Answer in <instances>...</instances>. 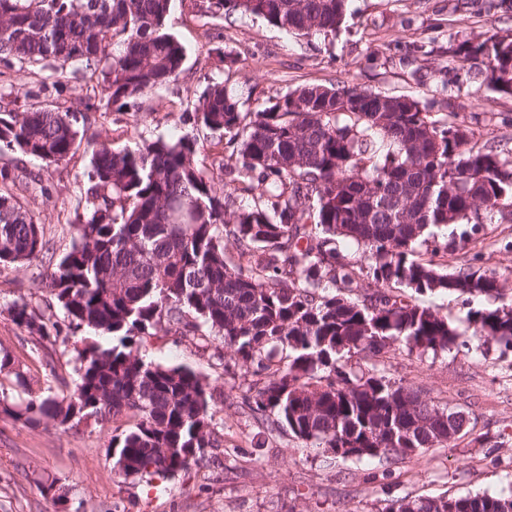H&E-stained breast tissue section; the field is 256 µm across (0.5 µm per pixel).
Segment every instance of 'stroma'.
Here are the masks:
<instances>
[{
  "instance_id": "stroma-1",
  "label": "stroma",
  "mask_w": 512,
  "mask_h": 512,
  "mask_svg": "<svg viewBox=\"0 0 512 512\" xmlns=\"http://www.w3.org/2000/svg\"><path fill=\"white\" fill-rule=\"evenodd\" d=\"M166 27L187 49L182 74L153 93L138 117L115 112L92 125L99 139L135 149L191 131L198 96L214 78L253 109L306 85H356L413 97L436 119L465 122L481 143L512 159V96L492 90L481 58L461 53L491 35H512V0H350L336 34L310 38L236 13L207 21L193 0H175ZM219 32L224 38L218 43ZM218 44L235 58L232 68L211 55ZM0 102L18 111L35 102L59 105L78 116L90 106L83 81L59 84L18 70L0 84ZM19 163L38 177L23 204L57 251L69 250L71 205L90 169L89 153L80 149L48 166L0 151V169ZM437 261L450 270L465 263L496 276L512 298V221L497 215L485 220L474 241L439 254ZM40 270L36 263L0 265V349L11 352L31 392L56 395L78 382L76 341L44 342L8 311L28 297L29 282ZM416 301L462 331L468 311L499 304L492 296L446 293ZM139 355L190 368L223 390V403L212 408V424L224 433L218 463L168 480L125 478L114 474L108 447L115 430L131 427V419L29 428L0 414V512H58L41 490L51 481L70 489V512H387L402 498L493 493L512 482V348L473 337L468 346L435 354L402 348L376 357L352 355L354 369L420 390L467 418L448 446L383 463L343 460L257 421L244 403L255 376L238 364L233 349L218 348L212 339L152 336Z\"/></svg>"
}]
</instances>
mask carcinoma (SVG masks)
<instances>
[{
  "label": "carcinoma",
  "instance_id": "1",
  "mask_svg": "<svg viewBox=\"0 0 512 512\" xmlns=\"http://www.w3.org/2000/svg\"><path fill=\"white\" fill-rule=\"evenodd\" d=\"M172 0H0V62L59 80L100 75L94 111H145L175 81L184 45L165 31ZM347 0H199L207 17L261 18L298 36L339 28ZM481 55L493 88L512 95V36L466 49ZM213 81L192 113L193 133L141 148L87 135L56 105L17 112L0 105V148L58 164L80 147L91 166L74 208L75 236L56 254L43 227L0 170V265L38 261L32 281L51 299L9 307L13 321L50 343L68 325L89 332L77 350L79 381L68 397L0 401L25 427H74L132 414L112 436V469L172 478L201 467L224 434L211 424L217 389L185 367L137 355L147 336L211 337L241 366L268 372L246 397L252 415L342 459L403 460L447 446L464 429L445 411L384 375L345 365L399 343L434 354L457 344L448 318L412 300L443 292L501 295L499 281L466 268L443 271L435 229L470 226L512 207V160L478 145L467 125L440 121L407 96L356 86L312 85L255 110ZM224 142L210 165L200 138ZM230 187L227 196L214 183ZM241 204L228 211L226 198ZM362 247L356 267L336 237ZM240 263L229 265L224 242ZM426 247L429 258L420 248ZM362 300L351 295L369 287ZM474 334L512 347V307L471 310ZM286 353L271 368L274 358ZM389 512H512V484L494 493L402 499Z\"/></svg>",
  "mask_w": 512,
  "mask_h": 512
}]
</instances>
